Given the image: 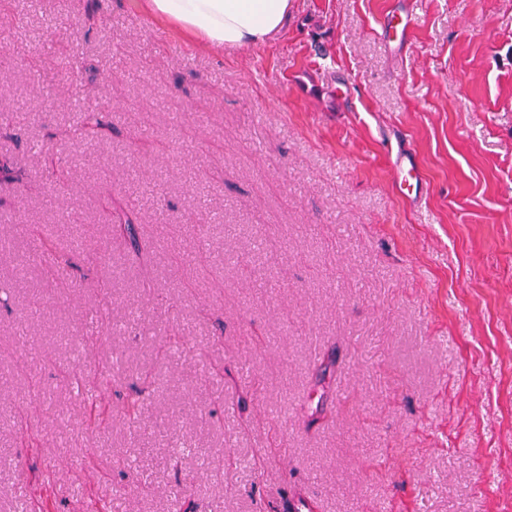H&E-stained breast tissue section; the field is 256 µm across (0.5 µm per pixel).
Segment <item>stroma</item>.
Wrapping results in <instances>:
<instances>
[{
  "mask_svg": "<svg viewBox=\"0 0 512 512\" xmlns=\"http://www.w3.org/2000/svg\"><path fill=\"white\" fill-rule=\"evenodd\" d=\"M33 3L0 0V512H512V0H293L223 50ZM397 188L398 191L402 195H407L405 190L409 193L410 187L413 184H410V179L415 180L416 182V191L418 189V176L416 174V165L415 161L410 156H403L397 164ZM113 226L119 236H121L129 248L136 255L142 252V243L139 232V216L131 208L120 209L113 215Z\"/></svg>",
  "mask_w": 512,
  "mask_h": 512,
  "instance_id": "35a3bbf8",
  "label": "stroma"
}]
</instances>
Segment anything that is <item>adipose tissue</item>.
Segmentation results:
<instances>
[{"label": "adipose tissue", "mask_w": 512, "mask_h": 512, "mask_svg": "<svg viewBox=\"0 0 512 512\" xmlns=\"http://www.w3.org/2000/svg\"><path fill=\"white\" fill-rule=\"evenodd\" d=\"M148 15L208 47L266 45L282 28L291 0H142Z\"/></svg>", "instance_id": "ef3b65f1"}]
</instances>
